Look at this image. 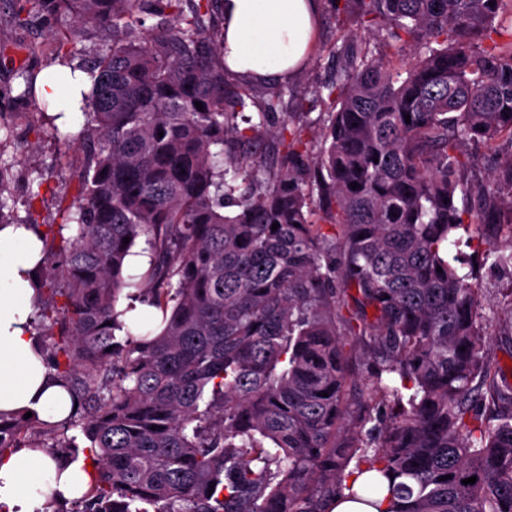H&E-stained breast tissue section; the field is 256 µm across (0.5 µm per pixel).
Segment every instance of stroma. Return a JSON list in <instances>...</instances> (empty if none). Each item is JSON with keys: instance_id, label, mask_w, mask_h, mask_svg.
Returning a JSON list of instances; mask_svg holds the SVG:
<instances>
[{"instance_id": "35a3bbf8", "label": "stroma", "mask_w": 512, "mask_h": 512, "mask_svg": "<svg viewBox=\"0 0 512 512\" xmlns=\"http://www.w3.org/2000/svg\"><path fill=\"white\" fill-rule=\"evenodd\" d=\"M14 0H0V115L11 122L12 139L5 154L16 157L12 169L11 193L18 217L33 216L37 223H52L56 199L71 198L75 182L73 174L82 162V152L74 146L65 147L54 139H36L31 121L40 120L47 107L37 101L23 99L17 89L15 72L25 66L41 70L54 61V34L61 29L60 21L40 16L19 27L13 22ZM359 31L364 43L380 41L381 30L359 28L352 16L337 13L334 0H326L320 18L316 46L311 60L301 74L304 83L324 82L335 59L334 47L341 45L351 31ZM43 176V199L28 205V187L33 178ZM482 312L487 318V329L493 336L490 350L492 363L497 364L508 383L512 384V332L507 324L512 321V280L498 275L489 267L479 270Z\"/></svg>"}]
</instances>
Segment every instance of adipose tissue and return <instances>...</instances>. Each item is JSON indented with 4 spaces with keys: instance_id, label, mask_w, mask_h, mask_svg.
Returning a JSON list of instances; mask_svg holds the SVG:
<instances>
[{
    "instance_id": "obj_1",
    "label": "adipose tissue",
    "mask_w": 512,
    "mask_h": 512,
    "mask_svg": "<svg viewBox=\"0 0 512 512\" xmlns=\"http://www.w3.org/2000/svg\"><path fill=\"white\" fill-rule=\"evenodd\" d=\"M323 0H224V65L230 77L255 83L295 79L309 60ZM69 69H46L39 101L51 102L68 126L82 120L87 79L69 82ZM43 258L38 233L23 224L0 227V412H36L55 422L74 409L70 394L50 384L31 329L33 275ZM91 474L40 450L0 457V504L8 512H46L57 499L80 498Z\"/></svg>"
}]
</instances>
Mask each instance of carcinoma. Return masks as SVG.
Masks as SVG:
<instances>
[{"instance_id":"obj_1","label":"carcinoma","mask_w":512,"mask_h":512,"mask_svg":"<svg viewBox=\"0 0 512 512\" xmlns=\"http://www.w3.org/2000/svg\"><path fill=\"white\" fill-rule=\"evenodd\" d=\"M219 2L24 0L15 13L112 43L89 66L56 45L93 91L78 193L58 207L76 235L41 234L37 302L49 374L79 407L58 424L0 413V455L86 453L76 512H329L343 496L378 512H512V386L487 357L472 262L448 251L463 231L512 276V153L468 176V146L512 141V0H344L382 43L356 47L351 32L333 79L265 92L226 74ZM286 95L296 111L275 128ZM310 98L326 106L315 119ZM269 138L275 162L241 150ZM3 154L0 226L20 223ZM142 236L134 299L160 330L122 344ZM348 341L370 362L354 410ZM36 424L48 440L22 442ZM77 427L84 447L67 437ZM364 471L387 485L355 488Z\"/></svg>"}]
</instances>
